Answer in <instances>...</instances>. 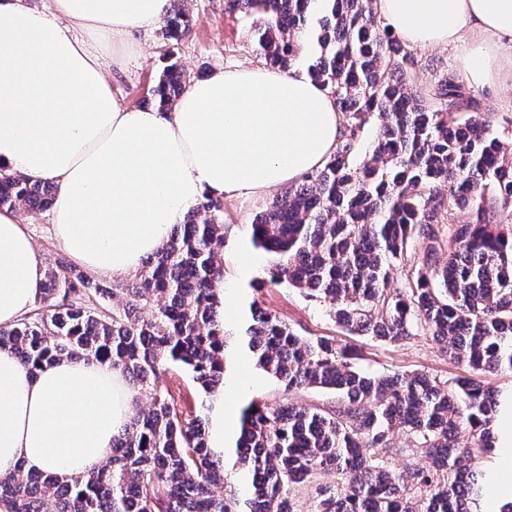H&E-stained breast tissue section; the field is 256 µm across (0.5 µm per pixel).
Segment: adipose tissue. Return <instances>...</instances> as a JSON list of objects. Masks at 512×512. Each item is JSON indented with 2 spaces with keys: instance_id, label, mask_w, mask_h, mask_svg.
<instances>
[{
  "instance_id": "ef3b65f1",
  "label": "adipose tissue",
  "mask_w": 512,
  "mask_h": 512,
  "mask_svg": "<svg viewBox=\"0 0 512 512\" xmlns=\"http://www.w3.org/2000/svg\"><path fill=\"white\" fill-rule=\"evenodd\" d=\"M415 47L488 37L467 49L484 82L512 45V0H375ZM169 0H0V168L56 187L57 240L86 271L123 276L160 249L204 194L257 198L322 167L342 116L305 74L235 67L194 82L168 111L128 110L104 60L156 25ZM44 268L16 213L0 211V327L35 305ZM119 371L64 359L29 372L0 349V474L61 480L111 453L133 414Z\"/></svg>"
}]
</instances>
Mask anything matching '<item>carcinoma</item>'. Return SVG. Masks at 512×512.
Wrapping results in <instances>:
<instances>
[{
	"label": "carcinoma",
	"instance_id": "cac0c4a2",
	"mask_svg": "<svg viewBox=\"0 0 512 512\" xmlns=\"http://www.w3.org/2000/svg\"><path fill=\"white\" fill-rule=\"evenodd\" d=\"M182 2L164 16L168 41L191 33ZM373 2L224 0L227 13L257 18L265 66L287 72L308 54V76L343 116L324 166L251 225L254 245L274 257L259 287L286 283L327 302L351 335L390 345L429 336L471 375L450 386L426 373L367 374L348 347L299 336L255 301L240 332L215 292L224 200L206 195L121 287L57 260L33 309L0 328V349L32 373L93 359L151 399L116 436L109 463L88 475L67 483L21 468L0 475V512H293L291 486L319 472L337 481L316 487V512H480L488 475L473 461L493 448L501 395L481 376L512 372V151L458 78L427 79ZM188 86L172 63L151 94L168 110ZM371 123V156L358 163ZM55 194L49 182L0 171V210L47 209ZM463 208L472 221L453 224ZM416 243L422 259L397 284L396 261ZM245 354L285 390L328 389L337 402L325 411L250 401L232 464L241 477L226 486V464L208 447L205 403L180 410L154 378L179 366L210 394ZM397 430L413 437L425 465L389 467L387 457L403 452Z\"/></svg>",
	"mask_w": 512,
	"mask_h": 512
}]
</instances>
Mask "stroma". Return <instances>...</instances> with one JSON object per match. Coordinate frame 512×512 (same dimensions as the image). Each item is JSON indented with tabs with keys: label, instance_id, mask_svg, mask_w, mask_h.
<instances>
[{
	"label": "stroma",
	"instance_id": "stroma-1",
	"mask_svg": "<svg viewBox=\"0 0 512 512\" xmlns=\"http://www.w3.org/2000/svg\"><path fill=\"white\" fill-rule=\"evenodd\" d=\"M187 7L196 25L178 49H169L161 27L140 33L139 47L117 52L108 67L112 91L127 108L141 109L168 58H175L191 79L233 66L259 63L250 39L252 20L224 10V0H188ZM500 64L493 80L475 87L481 109L488 113L494 131L503 141L512 140V46L499 54ZM272 195L254 199L228 198L224 201V222L228 228L224 243V316L243 322L251 302H259L301 336H325L354 344L356 365L364 371L390 375L396 372H426L439 380L452 382L470 375L464 362L451 360L446 348L430 337L419 335L403 344L390 346L366 336L350 337L330 316L326 303L307 298L298 289L281 284L258 288L266 278L271 258L251 241V225L272 202ZM20 216L38 249L44 267L65 251L56 241L51 216L46 211L21 210ZM250 259L248 266L236 264L237 256ZM268 405L289 403L297 407L330 410L335 395L316 388L285 391L272 376L253 360L242 359L234 368L224 389V425L237 429L240 411L251 400Z\"/></svg>",
	"mask_w": 512,
	"mask_h": 512
}]
</instances>
